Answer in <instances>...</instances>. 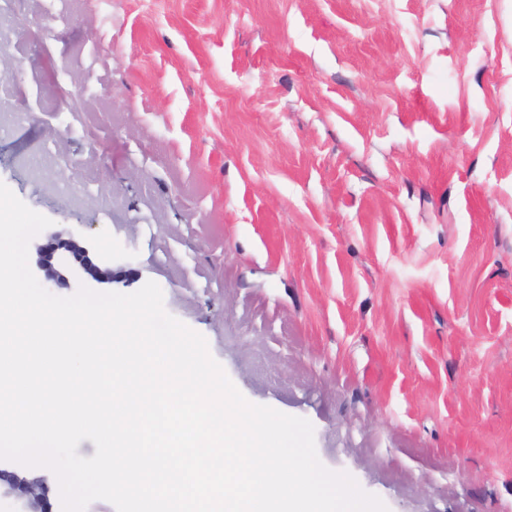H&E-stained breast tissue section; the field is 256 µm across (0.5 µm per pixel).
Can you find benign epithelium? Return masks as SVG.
Masks as SVG:
<instances>
[{"instance_id":"7a95c632","label":"benign epithelium","mask_w":512,"mask_h":512,"mask_svg":"<svg viewBox=\"0 0 512 512\" xmlns=\"http://www.w3.org/2000/svg\"><path fill=\"white\" fill-rule=\"evenodd\" d=\"M107 256L90 242L52 237L39 248L38 267L45 276L59 283L68 277L90 278L97 283L114 279ZM48 477L27 476L0 468V498L12 500L14 512H52Z\"/></svg>"}]
</instances>
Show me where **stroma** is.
Returning <instances> with one entry per match:
<instances>
[{
	"label": "stroma",
	"mask_w": 512,
	"mask_h": 512,
	"mask_svg": "<svg viewBox=\"0 0 512 512\" xmlns=\"http://www.w3.org/2000/svg\"><path fill=\"white\" fill-rule=\"evenodd\" d=\"M1 112L29 262L107 244L388 512H512V0H0Z\"/></svg>",
	"instance_id": "35a3bbf8"
}]
</instances>
